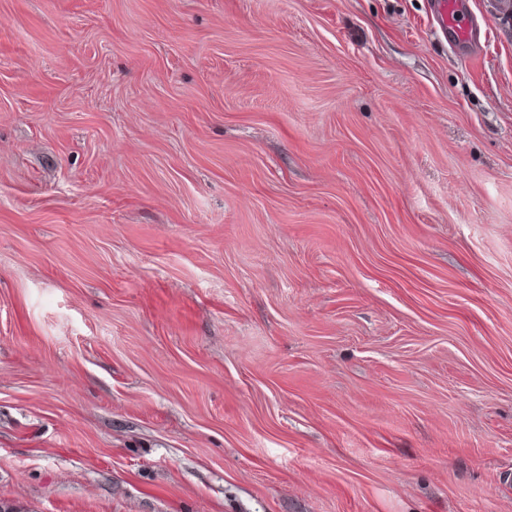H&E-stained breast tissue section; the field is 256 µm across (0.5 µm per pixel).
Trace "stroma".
Instances as JSON below:
<instances>
[{
	"instance_id": "35a3bbf8",
	"label": "stroma",
	"mask_w": 512,
	"mask_h": 512,
	"mask_svg": "<svg viewBox=\"0 0 512 512\" xmlns=\"http://www.w3.org/2000/svg\"><path fill=\"white\" fill-rule=\"evenodd\" d=\"M0 0V501L512 512V17ZM440 17L445 28L450 30L454 37L462 43H475L478 36L474 28L462 24L460 21V12L462 4L459 0H440Z\"/></svg>"
}]
</instances>
